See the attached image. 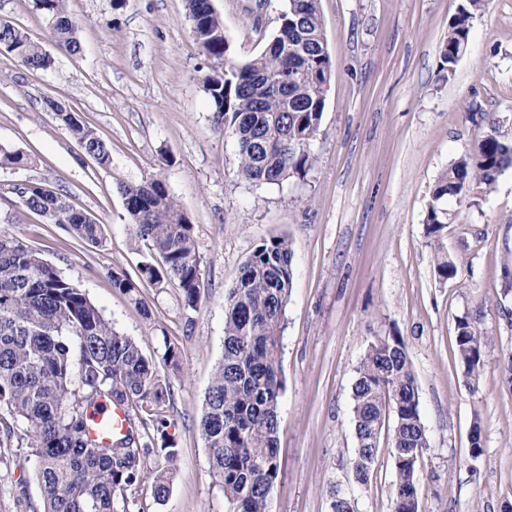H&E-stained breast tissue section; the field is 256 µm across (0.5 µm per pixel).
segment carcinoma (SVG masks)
<instances>
[{"label": "carcinoma", "instance_id": "1", "mask_svg": "<svg viewBox=\"0 0 512 512\" xmlns=\"http://www.w3.org/2000/svg\"><path fill=\"white\" fill-rule=\"evenodd\" d=\"M191 36L207 61L200 80L217 128L239 147V172L254 183L304 179L313 165L309 147L320 132L331 76L318 0H288L268 48L236 61L212 0H185ZM55 43L80 52L77 24L65 0H33ZM484 0H463L448 22L441 69L451 70L466 51L470 24ZM0 50L31 70H47L53 56L20 27L0 23ZM294 74L288 91L280 74ZM46 111L96 164L111 152L91 124L61 102L47 98ZM29 164L20 151L0 147V169ZM512 167V143L490 131L454 160L438 179L427 210L428 234L451 219L446 203L462 202L473 181L494 187ZM136 240L145 251L138 280L110 272L112 287L131 296L150 316L143 284L178 289L182 305L201 302L205 272L194 224L170 194L163 175L119 186ZM19 205L62 226L74 238L100 242L101 225L75 208L67 191L28 182ZM440 278L456 277V263L439 256ZM292 248L284 237L260 242L224 295V354L205 394L199 429L209 473L233 512H269L280 475L278 444L284 381L280 365L284 313L293 287ZM485 336L468 318L457 322L456 346L468 374L481 365ZM181 347L163 337V365L178 368ZM171 390L158 365L130 336L116 331L81 289L64 278L16 233L0 229V471L34 460L42 512H141L138 492L151 489L166 502L176 473L178 443L169 431ZM106 400L125 409L126 429L106 443L86 434L90 410ZM358 448L350 471L354 483L370 484L384 415L394 417L391 457L395 470L392 512H420L416 468L427 437L419 395L400 336L370 342L352 386ZM26 424L21 431L17 421ZM155 457L154 466L147 465Z\"/></svg>", "mask_w": 512, "mask_h": 512}]
</instances>
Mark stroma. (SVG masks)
Listing matches in <instances>:
<instances>
[{"mask_svg": "<svg viewBox=\"0 0 512 512\" xmlns=\"http://www.w3.org/2000/svg\"><path fill=\"white\" fill-rule=\"evenodd\" d=\"M462 0H319L331 78L320 133L303 179L258 185L238 172V144L213 124L198 76L205 59L184 0H66L80 56L59 49L32 0H0V23L23 28L54 57L29 70L0 50V145L31 166L0 170V227L11 229L81 288L114 328L158 358L179 343L167 408L180 454L167 502L142 489L145 512H232L209 475L198 422L224 353V294L254 248L272 236L292 248L294 280L284 315L280 478L270 512H332L331 489L355 512H391L394 467L381 437L368 488L350 481L356 448L351 387L368 344L403 337L427 435L416 471L422 512H501L512 501V167L494 188L471 183L439 236L426 213L443 171L496 128L512 143V0H486L451 72L440 69L448 21ZM236 60L259 55L288 0H213ZM53 97L80 112L112 153L98 166L44 109ZM169 167H161L162 158ZM163 173L190 216L205 269L197 310L177 289L140 290L152 317L112 286L111 270L136 274L138 245L118 185ZM68 192L103 226L102 244L19 207L15 184ZM454 279L439 278L438 255ZM466 317L486 333L483 362L467 375L456 349ZM482 453L472 457L471 432ZM33 463L0 477V512H39Z\"/></svg>", "mask_w": 512, "mask_h": 512, "instance_id": "stroma-1", "label": "stroma"}]
</instances>
